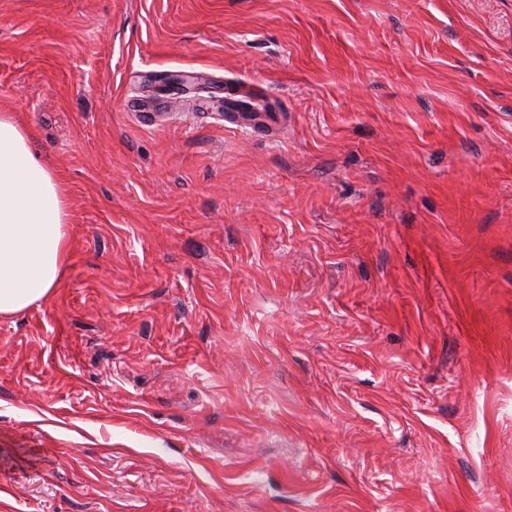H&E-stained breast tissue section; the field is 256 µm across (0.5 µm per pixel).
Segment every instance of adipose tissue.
Masks as SVG:
<instances>
[{
	"label": "adipose tissue",
	"instance_id": "obj_1",
	"mask_svg": "<svg viewBox=\"0 0 512 512\" xmlns=\"http://www.w3.org/2000/svg\"><path fill=\"white\" fill-rule=\"evenodd\" d=\"M68 197L15 117L0 113V317L42 300L68 262Z\"/></svg>",
	"mask_w": 512,
	"mask_h": 512
}]
</instances>
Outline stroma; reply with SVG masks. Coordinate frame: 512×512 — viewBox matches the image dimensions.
Instances as JSON below:
<instances>
[{
    "instance_id": "1",
    "label": "stroma",
    "mask_w": 512,
    "mask_h": 512,
    "mask_svg": "<svg viewBox=\"0 0 512 512\" xmlns=\"http://www.w3.org/2000/svg\"><path fill=\"white\" fill-rule=\"evenodd\" d=\"M1 112L0 512H512V0H0ZM29 139L0 113V317L45 298L67 270V193Z\"/></svg>"
}]
</instances>
